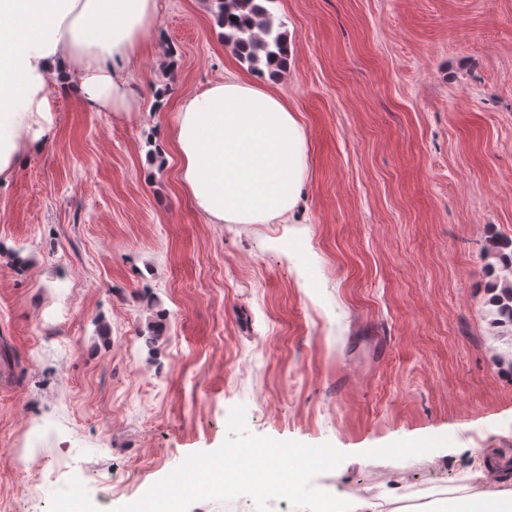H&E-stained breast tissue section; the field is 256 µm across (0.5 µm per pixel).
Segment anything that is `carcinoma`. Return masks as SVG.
<instances>
[{"mask_svg": "<svg viewBox=\"0 0 512 512\" xmlns=\"http://www.w3.org/2000/svg\"><path fill=\"white\" fill-rule=\"evenodd\" d=\"M271 0H216L214 11L216 24L223 29L224 44L232 47L254 71L259 64L280 67L288 61V34L282 30L284 23H275L274 16L266 7ZM487 255L498 260L507 276L495 281L491 288L497 290L492 298L496 307L495 323L512 326V239L493 238L489 241ZM145 345L154 349L164 339L162 324L151 322L147 333L142 335Z\"/></svg>", "mask_w": 512, "mask_h": 512, "instance_id": "1", "label": "carcinoma"}]
</instances>
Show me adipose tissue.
<instances>
[{"label":"adipose tissue","mask_w":512,"mask_h":512,"mask_svg":"<svg viewBox=\"0 0 512 512\" xmlns=\"http://www.w3.org/2000/svg\"><path fill=\"white\" fill-rule=\"evenodd\" d=\"M159 0H0V184L57 133V95L126 115L131 71L159 34ZM269 73H231L183 98L168 127L179 179L209 224L290 221L307 138Z\"/></svg>","instance_id":"1"}]
</instances>
